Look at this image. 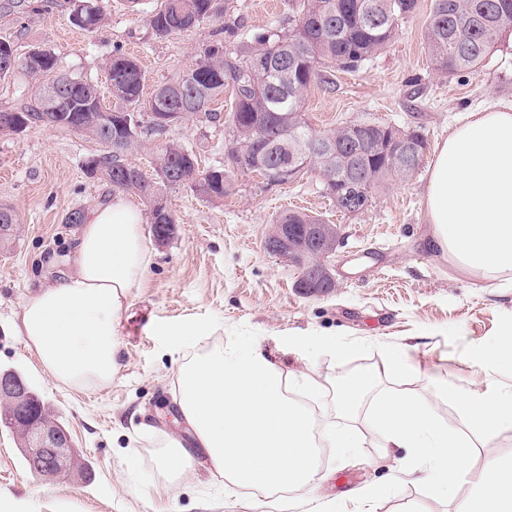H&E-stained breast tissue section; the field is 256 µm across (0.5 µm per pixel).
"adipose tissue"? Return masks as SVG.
Here are the masks:
<instances>
[{
  "label": "adipose tissue",
  "instance_id": "adipose-tissue-1",
  "mask_svg": "<svg viewBox=\"0 0 512 512\" xmlns=\"http://www.w3.org/2000/svg\"><path fill=\"white\" fill-rule=\"evenodd\" d=\"M426 210L428 246L437 256L482 280L512 283V103L472 112L449 134L429 169ZM142 222L137 204L115 192L76 232L67 272L22 306L21 336L65 387L108 386L120 367L119 316L152 262ZM216 331L195 321L163 330L182 343L178 406L195 437L191 449L166 442L158 469L168 484L180 483L198 457L238 489L308 487L319 472V448L365 441L356 429L314 418V402L328 400L348 417L366 409L384 450L408 449L415 465L404 474L412 481L448 495L470 484L456 512H512V457L497 451L501 435L512 430V383L462 391L433 379L418 394L375 395L376 384L414 373L405 348H389L380 365L339 383L310 370L282 373L253 344L210 343ZM443 401L454 405V418H441Z\"/></svg>",
  "mask_w": 512,
  "mask_h": 512
}]
</instances>
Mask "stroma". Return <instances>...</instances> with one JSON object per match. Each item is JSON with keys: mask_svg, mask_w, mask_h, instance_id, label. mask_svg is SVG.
Here are the masks:
<instances>
[{"mask_svg": "<svg viewBox=\"0 0 512 512\" xmlns=\"http://www.w3.org/2000/svg\"><path fill=\"white\" fill-rule=\"evenodd\" d=\"M105 22L95 32L72 22L78 0H0V40L17 55L53 51L62 70L105 86L114 54L138 60L144 95L191 67L216 38L237 52L260 32H285L298 19L293 0H217L219 12L199 26L160 40L148 17L157 0H102ZM434 0H417L392 43L356 71L335 70L327 85L311 87L303 110L315 130L364 117L419 127L427 155L466 114L492 101L512 102V36L475 71L448 76L435 70L424 31ZM192 151L201 168L224 166L230 137L223 122H187L151 135L130 159L154 176L153 150L162 139ZM102 147L47 125L18 137H0V203L20 224L0 248V370L18 372L72 437L84 465L79 475L52 480L27 468L11 430L0 424V497L34 501L36 512H309L348 499L368 485H392L379 512H454L452 499L430 485L392 482L393 460L380 456L378 433L359 448H323L314 484L268 497L225 488L199 462L169 486L160 477L157 438H182L175 373L179 355L161 328L211 323L224 337L255 340L281 371L313 369L321 377L380 364L391 346H407L415 377L397 389L422 392L433 376L461 390L512 379V365L481 364V357L512 337V288L488 286L449 268L424 246L427 171L394 181L362 214L337 212L317 173L264 188L255 174H233L224 199L190 189L167 193L178 223L166 242L150 224L142 232L153 253L144 287L133 289L121 314L120 368L110 386L80 392L56 383L27 348L17 325L21 304L65 270L77 225L74 208L91 210L112 197L110 185L84 164ZM300 210L336 225L341 244L330 259L338 287L327 296L303 295L301 269L268 253L265 238L277 215ZM316 337L356 343L340 359L313 345Z\"/></svg>", "mask_w": 512, "mask_h": 512, "instance_id": "stroma-1", "label": "stroma"}]
</instances>
